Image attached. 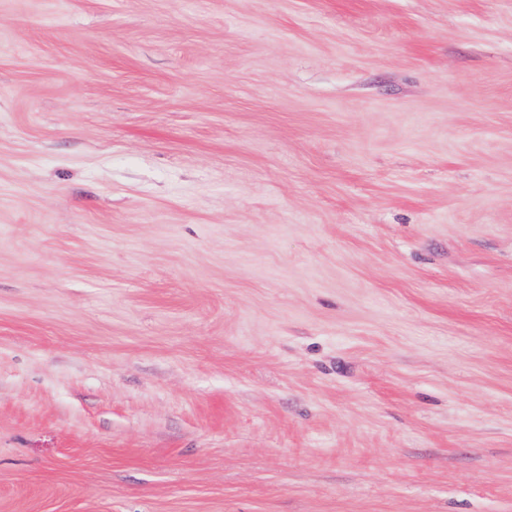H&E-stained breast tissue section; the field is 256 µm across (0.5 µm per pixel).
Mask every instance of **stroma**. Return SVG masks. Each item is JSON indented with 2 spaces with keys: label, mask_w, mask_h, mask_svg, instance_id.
<instances>
[{
  "label": "stroma",
  "mask_w": 512,
  "mask_h": 512,
  "mask_svg": "<svg viewBox=\"0 0 512 512\" xmlns=\"http://www.w3.org/2000/svg\"><path fill=\"white\" fill-rule=\"evenodd\" d=\"M0 512H512V0H0Z\"/></svg>",
  "instance_id": "stroma-1"
}]
</instances>
